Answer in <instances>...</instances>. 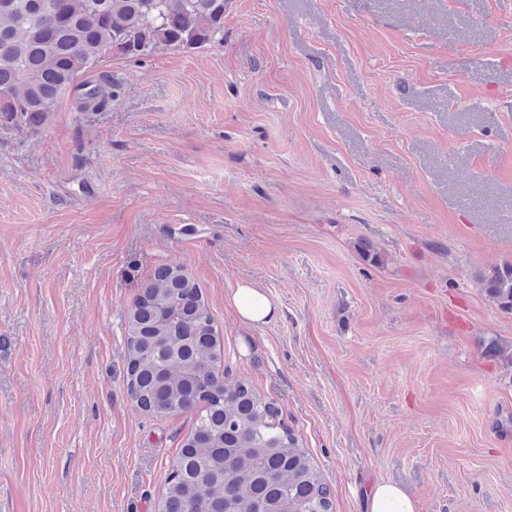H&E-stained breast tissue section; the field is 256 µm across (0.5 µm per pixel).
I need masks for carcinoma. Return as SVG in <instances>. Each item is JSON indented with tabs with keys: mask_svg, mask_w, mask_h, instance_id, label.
<instances>
[{
	"mask_svg": "<svg viewBox=\"0 0 512 512\" xmlns=\"http://www.w3.org/2000/svg\"><path fill=\"white\" fill-rule=\"evenodd\" d=\"M228 0H0V135L39 131L71 89L102 112L119 87L80 82L106 54L140 60L195 50L224 28ZM482 288L512 312V263ZM202 289L159 267L128 314V395L155 416L195 413L167 478L161 512H334L330 486L275 403L243 381L223 396L221 344Z\"/></svg>",
	"mask_w": 512,
	"mask_h": 512,
	"instance_id": "cac0c4a2",
	"label": "carcinoma"
}]
</instances>
